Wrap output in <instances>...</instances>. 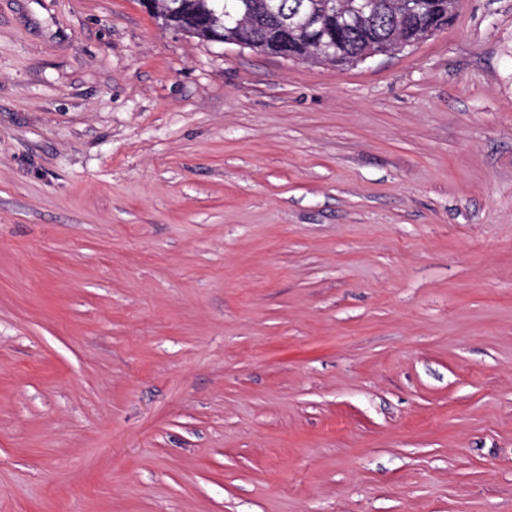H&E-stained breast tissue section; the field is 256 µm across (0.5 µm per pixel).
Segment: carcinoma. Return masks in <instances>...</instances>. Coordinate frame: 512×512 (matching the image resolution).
Returning <instances> with one entry per match:
<instances>
[{
    "label": "carcinoma",
    "instance_id": "carcinoma-1",
    "mask_svg": "<svg viewBox=\"0 0 512 512\" xmlns=\"http://www.w3.org/2000/svg\"><path fill=\"white\" fill-rule=\"evenodd\" d=\"M268 0H167L169 4L166 23L173 21L176 8H181L186 15L207 11L222 12L224 8L239 9L247 15V30L249 31L254 49L260 52H276V47L269 38V32L276 24L289 19L299 10L309 8L312 0H277L279 11L273 15L267 10ZM407 0H378V10L369 19L354 23L347 27L336 40L334 62L339 64H354L358 57L367 49L381 52L399 50V46L413 45L427 38V30L415 27L405 15ZM224 37L229 42L236 37L237 30L227 26L217 32L210 29L198 28L191 34L199 39L209 41L214 34ZM297 57L315 59L310 41V34L304 28L296 30Z\"/></svg>",
    "mask_w": 512,
    "mask_h": 512
}]
</instances>
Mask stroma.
I'll return each instance as SVG.
<instances>
[{"label": "stroma", "mask_w": 512, "mask_h": 512, "mask_svg": "<svg viewBox=\"0 0 512 512\" xmlns=\"http://www.w3.org/2000/svg\"><path fill=\"white\" fill-rule=\"evenodd\" d=\"M0 512H512V0L347 66L0 0Z\"/></svg>", "instance_id": "obj_1"}]
</instances>
